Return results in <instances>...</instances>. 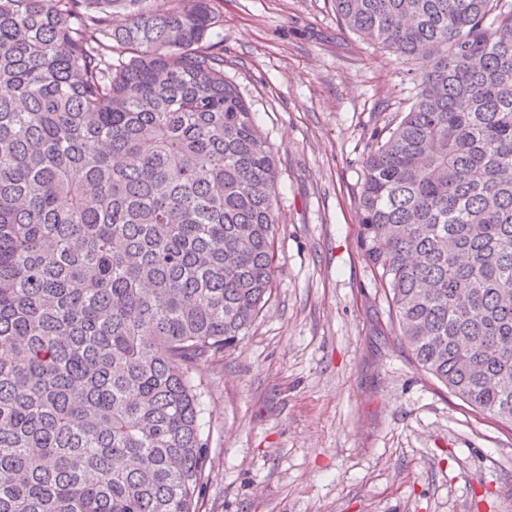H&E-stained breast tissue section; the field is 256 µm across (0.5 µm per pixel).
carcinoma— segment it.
Listing matches in <instances>:
<instances>
[{
    "label": "carcinoma",
    "mask_w": 512,
    "mask_h": 512,
    "mask_svg": "<svg viewBox=\"0 0 512 512\" xmlns=\"http://www.w3.org/2000/svg\"><path fill=\"white\" fill-rule=\"evenodd\" d=\"M415 101L358 246L417 367L512 426V0H333ZM215 0H0V512H200L203 370L273 290L278 160Z\"/></svg>",
    "instance_id": "cac0c4a2"
}]
</instances>
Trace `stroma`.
I'll return each instance as SVG.
<instances>
[{"label":"stroma","instance_id":"35a3bbf8","mask_svg":"<svg viewBox=\"0 0 512 512\" xmlns=\"http://www.w3.org/2000/svg\"><path fill=\"white\" fill-rule=\"evenodd\" d=\"M278 159L272 296L204 372L200 512H512V429L419 370L358 248L364 161L417 93L332 0H219Z\"/></svg>","mask_w":512,"mask_h":512}]
</instances>
